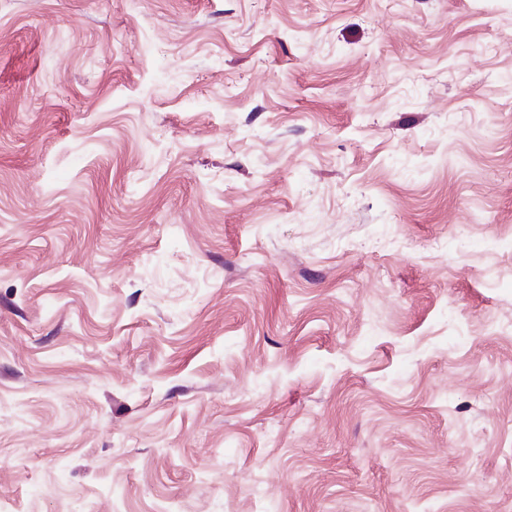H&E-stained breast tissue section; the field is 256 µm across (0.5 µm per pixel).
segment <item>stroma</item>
I'll use <instances>...</instances> for the list:
<instances>
[{
    "mask_svg": "<svg viewBox=\"0 0 512 512\" xmlns=\"http://www.w3.org/2000/svg\"><path fill=\"white\" fill-rule=\"evenodd\" d=\"M0 512H512V0H0Z\"/></svg>",
    "mask_w": 512,
    "mask_h": 512,
    "instance_id": "obj_1",
    "label": "stroma"
}]
</instances>
